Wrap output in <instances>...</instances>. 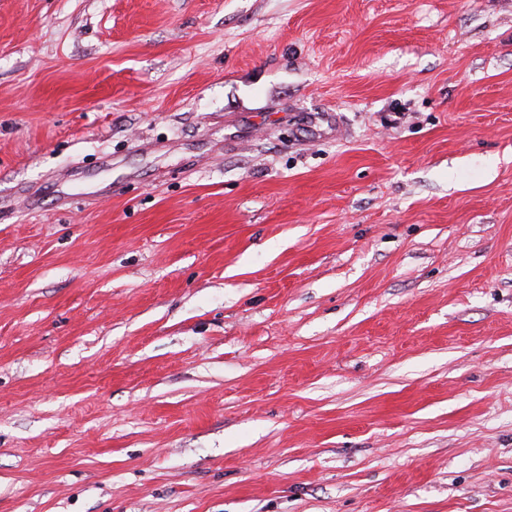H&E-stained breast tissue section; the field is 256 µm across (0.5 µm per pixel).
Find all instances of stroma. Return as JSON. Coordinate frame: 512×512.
Listing matches in <instances>:
<instances>
[{
  "mask_svg": "<svg viewBox=\"0 0 512 512\" xmlns=\"http://www.w3.org/2000/svg\"><path fill=\"white\" fill-rule=\"evenodd\" d=\"M0 512H512V0H0Z\"/></svg>",
  "mask_w": 512,
  "mask_h": 512,
  "instance_id": "1",
  "label": "stroma"
}]
</instances>
